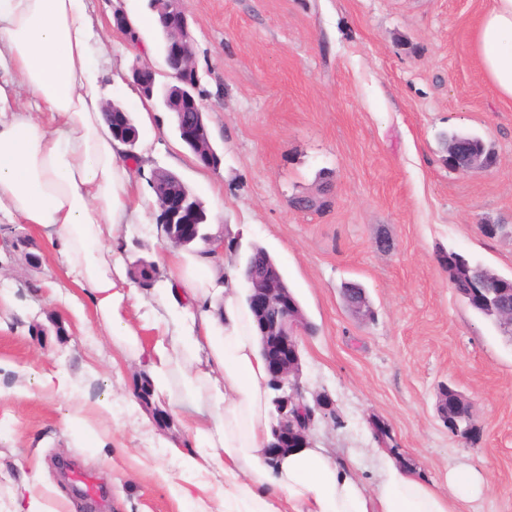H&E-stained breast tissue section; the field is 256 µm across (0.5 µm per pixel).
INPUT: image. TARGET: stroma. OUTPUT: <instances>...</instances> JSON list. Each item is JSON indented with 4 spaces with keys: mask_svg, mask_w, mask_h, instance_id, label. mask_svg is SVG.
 Listing matches in <instances>:
<instances>
[{
    "mask_svg": "<svg viewBox=\"0 0 512 512\" xmlns=\"http://www.w3.org/2000/svg\"><path fill=\"white\" fill-rule=\"evenodd\" d=\"M490 0H183L194 39L199 96L221 158L197 161L170 113L142 103L130 83L150 63L169 78L147 0H123L143 20L137 40L112 27L111 0H91V50L101 98L120 102L151 146L134 176L151 200L154 170L176 174L240 244L276 260L313 329L300 335L301 381L327 391L335 421H318L316 446L356 454L375 480L380 461L369 425L390 428L410 465L444 483L449 466L485 469L489 490L464 512H512V342L448 283L440 254L452 249L512 278V100L484 79L472 49ZM471 132L493 149L484 171L448 168L443 132ZM321 198L295 209V197ZM157 208L127 229V263L165 248ZM28 236L41 258L0 250V512L29 478L56 512H98L62 484L55 465L77 461L108 500L106 512H194L224 494L223 477L181 469L163 439L177 421L133 423L137 363L112 367V343L34 226L0 215V236ZM360 283L375 312L361 321L341 286ZM85 316H77V306ZM64 371L68 387H44ZM473 404L482 437L469 445L437 413L441 386ZM112 415H103L101 402Z\"/></svg>",
    "mask_w": 512,
    "mask_h": 512,
    "instance_id": "obj_1",
    "label": "stroma"
}]
</instances>
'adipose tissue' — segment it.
Instances as JSON below:
<instances>
[{"label":"adipose tissue","mask_w":512,"mask_h":512,"mask_svg":"<svg viewBox=\"0 0 512 512\" xmlns=\"http://www.w3.org/2000/svg\"><path fill=\"white\" fill-rule=\"evenodd\" d=\"M92 29L89 0H0V213L47 230L118 354L147 365L154 402L179 407L169 381L180 377L195 415L168 452L184 470L224 475L223 499L202 512H459L481 500L486 473L468 464L449 467L441 486L386 454L371 486L356 460L315 446L269 461L270 376L236 296L240 271L211 273L224 252L166 250L153 288L164 315L142 314L121 230L141 214L131 186L146 156H129L109 131ZM473 50L485 80L512 100V0H492ZM22 89L34 113L19 111Z\"/></svg>","instance_id":"ef3b65f1"}]
</instances>
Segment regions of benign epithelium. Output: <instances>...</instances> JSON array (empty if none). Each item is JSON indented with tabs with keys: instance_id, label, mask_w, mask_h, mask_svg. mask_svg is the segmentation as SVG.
Here are the masks:
<instances>
[{
	"instance_id": "7a95c632",
	"label": "benign epithelium",
	"mask_w": 512,
	"mask_h": 512,
	"mask_svg": "<svg viewBox=\"0 0 512 512\" xmlns=\"http://www.w3.org/2000/svg\"><path fill=\"white\" fill-rule=\"evenodd\" d=\"M148 7L158 20L163 38V54L168 74L173 84L159 89L156 71L148 64L132 69L131 84L140 98L148 101L161 97L166 111L175 116V129L182 142L206 166L215 167L220 157L214 148L204 120V107L198 96L200 83L195 65L194 42L182 0H148ZM449 156L458 162L457 172H469L487 167L486 160L477 154L472 145L458 139L448 147ZM150 185L160 203L164 223L169 225L168 242L174 247H184L205 239L206 244L219 243L212 235L201 236L203 218L192 206L176 183L155 172ZM248 301L256 316L261 337L262 354L269 375L277 390L274 399L276 417L272 439L266 445L270 459L276 460L295 448L312 445L315 421L336 420L335 401L327 391L308 392L300 381L299 332L304 330L306 317L292 291L282 282L276 267L265 276L252 274L244 269ZM356 295L347 301L351 311L370 319L373 309L364 289H355ZM476 303L490 309L498 306L512 319V299L498 296L477 295ZM466 400L459 391L445 387L439 392L437 411L443 422H448V409Z\"/></svg>"
}]
</instances>
